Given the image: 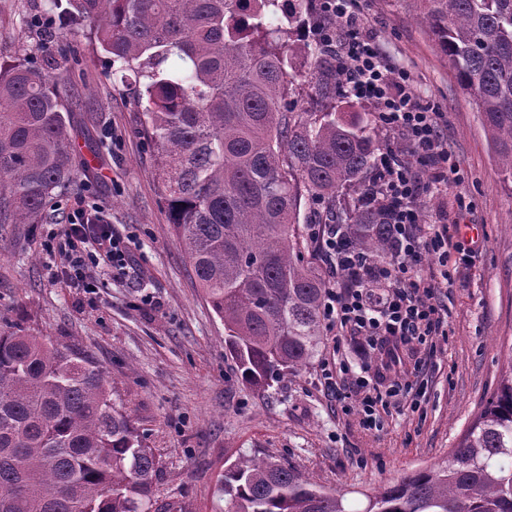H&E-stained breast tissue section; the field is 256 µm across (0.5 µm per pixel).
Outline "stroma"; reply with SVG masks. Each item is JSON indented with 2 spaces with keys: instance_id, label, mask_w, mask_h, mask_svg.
Segmentation results:
<instances>
[{
  "instance_id": "1",
  "label": "stroma",
  "mask_w": 512,
  "mask_h": 512,
  "mask_svg": "<svg viewBox=\"0 0 512 512\" xmlns=\"http://www.w3.org/2000/svg\"><path fill=\"white\" fill-rule=\"evenodd\" d=\"M42 6L0 0V62L40 45L52 57L70 102L77 186L49 199L40 223L0 224V331L76 350L106 373L113 399L160 459L152 512H225L224 470L242 455L290 463L323 488L349 490L358 507L365 493L447 462L512 361V187L411 0H363V27L390 63L410 71L413 92L438 108L462 174L424 185L426 222L453 223L465 197L482 245L440 291L448 334L437 341L419 411L406 401L390 406L379 431L361 426L354 385L335 397L319 384L318 364L263 390L242 380L224 324L174 240L142 112L87 38L73 43L77 75L58 46L42 44L27 24ZM80 207L101 209L105 223L135 241L124 271H94L90 292L54 276L61 258L42 249ZM145 294L155 308L141 307Z\"/></svg>"
}]
</instances>
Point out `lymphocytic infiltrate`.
I'll list each match as a JSON object with an SVG mask.
<instances>
[{
    "instance_id": "obj_1",
    "label": "lymphocytic infiltrate",
    "mask_w": 512,
    "mask_h": 512,
    "mask_svg": "<svg viewBox=\"0 0 512 512\" xmlns=\"http://www.w3.org/2000/svg\"><path fill=\"white\" fill-rule=\"evenodd\" d=\"M358 0H318L323 27L316 38L336 41V71L347 94L369 100L382 130L398 136L401 147L380 155V196L389 205L392 251L382 260L346 247L334 226L312 228L322 249L344 281L328 288L322 302V318L333 330V349L341 351L345 333L356 337L363 356L360 369L345 362L323 360L319 376L327 388L352 379L367 385L373 369L393 371V396L409 397L415 381L431 363L438 337L447 335L448 322L438 299L448 284L449 264H463L477 245L461 233L466 203H459L453 225L426 224L421 220L418 189L424 178L414 158L432 160L436 180H444L455 166L440 133L439 113L411 90L410 76L391 65L372 38L363 33ZM335 29H327V21ZM63 257L62 275L83 285L89 263L104 260L113 267L127 263L132 241L111 225L92 223L85 211L74 212L65 233L50 234ZM431 264H424L425 256ZM412 348L417 358L405 368L403 351Z\"/></svg>"
}]
</instances>
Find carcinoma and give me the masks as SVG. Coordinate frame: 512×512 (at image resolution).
I'll return each instance as SVG.
<instances>
[{"mask_svg":"<svg viewBox=\"0 0 512 512\" xmlns=\"http://www.w3.org/2000/svg\"><path fill=\"white\" fill-rule=\"evenodd\" d=\"M51 43L82 24L131 83L156 149L175 240L246 382L299 373L319 352L326 272L300 221L389 252L378 191L387 139L337 109L347 94L320 41L292 44L306 0H45ZM512 184V0H413ZM25 53L0 63V224H34L74 182L64 90ZM159 461L73 351L0 332V512H149ZM351 508L273 457L224 472L228 512H512V362L445 465Z\"/></svg>","mask_w":512,"mask_h":512,"instance_id":"1","label":"carcinoma"}]
</instances>
